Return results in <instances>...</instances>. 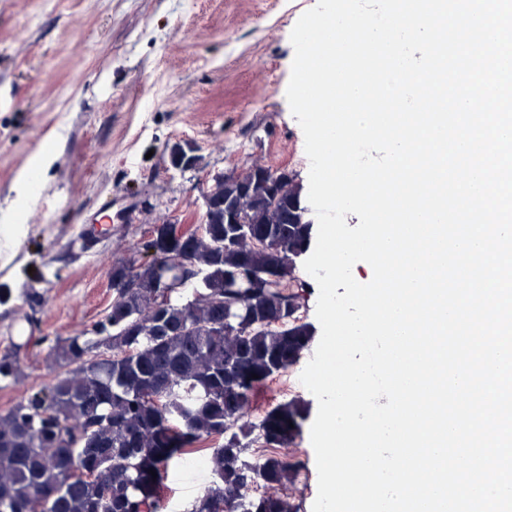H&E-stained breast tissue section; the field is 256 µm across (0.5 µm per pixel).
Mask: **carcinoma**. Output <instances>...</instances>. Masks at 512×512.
Segmentation results:
<instances>
[{
    "mask_svg": "<svg viewBox=\"0 0 512 512\" xmlns=\"http://www.w3.org/2000/svg\"><path fill=\"white\" fill-rule=\"evenodd\" d=\"M267 171L214 177L203 232L168 242L156 224L112 268L104 319L55 346L64 373L0 415V512H159L170 463L206 441L212 480L187 512H298L288 494L298 460L243 458L259 442L289 447L300 429L296 402L246 417L314 336L304 315L312 285L296 273L309 209L295 173L272 187ZM177 257L202 276L183 283L185 301L152 287V266ZM244 266L273 280L226 287L224 274ZM21 348L0 355V381L14 376Z\"/></svg>",
    "mask_w": 512,
    "mask_h": 512,
    "instance_id": "cac0c4a2",
    "label": "carcinoma"
}]
</instances>
